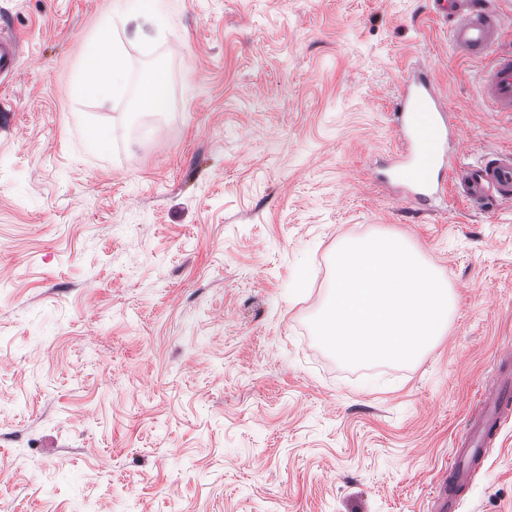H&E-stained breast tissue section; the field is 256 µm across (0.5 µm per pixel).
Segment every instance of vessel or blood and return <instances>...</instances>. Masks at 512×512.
<instances>
[{"mask_svg": "<svg viewBox=\"0 0 512 512\" xmlns=\"http://www.w3.org/2000/svg\"><path fill=\"white\" fill-rule=\"evenodd\" d=\"M435 14L451 31L455 49L486 61L483 71L484 100L498 111L512 112V50L498 47L501 19L492 0H434ZM19 55V41L0 35V76L10 73ZM404 153L392 176L408 196L426 201L445 194L448 182H456L472 206L488 208L512 201V153H485L465 165L448 152L455 132L452 110L439 96L430 73L407 77L394 104ZM511 395L501 384L484 393L473 425L462 441L467 453L481 455L487 435L500 426ZM468 476L462 460L452 457L448 472L433 486L440 512H454L457 489Z\"/></svg>", "mask_w": 512, "mask_h": 512, "instance_id": "vessel-or-blood-1", "label": "vessel or blood"}]
</instances>
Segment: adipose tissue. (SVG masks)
Segmentation results:
<instances>
[{"label": "adipose tissue", "mask_w": 512, "mask_h": 512, "mask_svg": "<svg viewBox=\"0 0 512 512\" xmlns=\"http://www.w3.org/2000/svg\"><path fill=\"white\" fill-rule=\"evenodd\" d=\"M172 11V0H115L110 18L101 25L85 61L81 90L89 96H118L125 88L126 56L118 29L128 14L152 19L158 33H165Z\"/></svg>", "instance_id": "1"}]
</instances>
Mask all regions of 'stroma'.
<instances>
[{"label":"stroma","instance_id":"35a3bbf8","mask_svg":"<svg viewBox=\"0 0 512 512\" xmlns=\"http://www.w3.org/2000/svg\"><path fill=\"white\" fill-rule=\"evenodd\" d=\"M113 0H0V512H434L481 394L512 378V203L383 177L403 78L428 70L461 162L512 151L485 62L434 0H179L129 17L136 81L80 91ZM107 132L100 150L90 129ZM384 230L460 297L408 365L347 366L311 321L336 245ZM458 512H512V412ZM19 55V40L0 34V76L10 73ZM142 100L153 112H161L166 103V79L160 70L150 72L141 88Z\"/></svg>","mask_w":512,"mask_h":512}]
</instances>
